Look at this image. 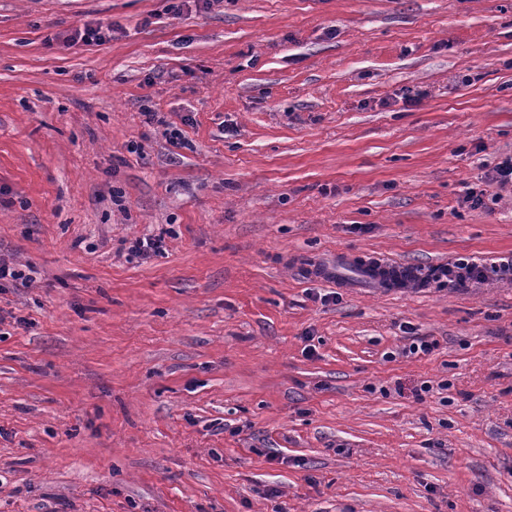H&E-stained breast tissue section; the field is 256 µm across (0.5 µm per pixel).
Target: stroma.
<instances>
[{
  "label": "stroma",
  "instance_id": "35a3bbf8",
  "mask_svg": "<svg viewBox=\"0 0 512 512\" xmlns=\"http://www.w3.org/2000/svg\"><path fill=\"white\" fill-rule=\"evenodd\" d=\"M509 157L512 0H0V512H512V282L356 275Z\"/></svg>",
  "mask_w": 512,
  "mask_h": 512
}]
</instances>
